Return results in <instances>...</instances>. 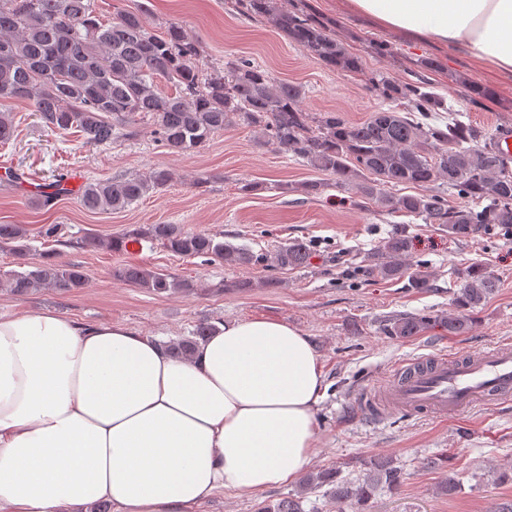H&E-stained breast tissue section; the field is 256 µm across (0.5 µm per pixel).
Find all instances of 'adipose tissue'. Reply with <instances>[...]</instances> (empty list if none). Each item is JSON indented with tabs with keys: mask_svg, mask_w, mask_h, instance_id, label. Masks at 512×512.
I'll return each instance as SVG.
<instances>
[{
	"mask_svg": "<svg viewBox=\"0 0 512 512\" xmlns=\"http://www.w3.org/2000/svg\"><path fill=\"white\" fill-rule=\"evenodd\" d=\"M345 7L512 77V0ZM324 382L307 336L279 320L226 323L180 361L121 322L0 317V512H194L222 488L295 481Z\"/></svg>",
	"mask_w": 512,
	"mask_h": 512,
	"instance_id": "obj_1",
	"label": "adipose tissue"
}]
</instances>
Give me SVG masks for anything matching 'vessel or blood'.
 Masks as SVG:
<instances>
[{
    "instance_id": "obj_1",
    "label": "vessel or blood",
    "mask_w": 512,
    "mask_h": 512,
    "mask_svg": "<svg viewBox=\"0 0 512 512\" xmlns=\"http://www.w3.org/2000/svg\"><path fill=\"white\" fill-rule=\"evenodd\" d=\"M510 402L512 345L504 343L477 354L450 358L437 353L414 359L387 388L359 393L353 408L378 419L395 410L444 420L476 405L497 407Z\"/></svg>"
}]
</instances>
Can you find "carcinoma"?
I'll return each instance as SVG.
<instances>
[{
	"label": "carcinoma",
	"instance_id": "obj_1",
	"mask_svg": "<svg viewBox=\"0 0 512 512\" xmlns=\"http://www.w3.org/2000/svg\"><path fill=\"white\" fill-rule=\"evenodd\" d=\"M240 3L325 66L362 71V59L326 26L279 6L277 0ZM147 22L148 10L140 4L117 11L112 21L104 23L93 0H0V100L28 101L45 127L56 132L75 128L93 145L129 137L138 121L148 118L152 136L177 156L200 150L215 134L240 122L278 151L300 156L312 168L335 176L338 186H352L361 197L394 212L445 227L454 238H469L487 225L512 226V157L481 144L487 134L462 122L458 112H448V123L441 128L393 108L405 103L424 118L445 108L444 100L427 91L425 84L388 79L377 83L378 95L392 107L381 108L361 122H349L337 112L314 117L304 108L302 85L276 84L265 69L247 59L227 69L202 64L200 46L181 25L172 23L157 35L148 30ZM159 77L175 92H161L156 85ZM63 179L58 175L54 191L38 194L40 204L49 206L68 193ZM170 180L167 169H154L145 177L95 180L84 185L79 202L88 212H120ZM401 185L420 193L390 194ZM445 185L467 204L448 205L440 191ZM135 235L159 242L180 257H205L229 267L263 261V256L247 248L215 235L188 232L178 224H151L106 240L91 237L87 244L121 252ZM410 246L406 234L389 236L366 266V275L382 279L407 275L410 287L429 290L428 275L407 274L404 257ZM0 247L24 260L23 270L0 273V285L14 294L39 288L73 292L88 280L82 267L63 264L48 251L36 261H26L33 248L22 224H0ZM309 260L307 244L295 239L278 247L271 265L296 269ZM112 277L157 295L194 291L190 281L140 264H120L112 269ZM497 288L494 275L471 267L463 273V285L454 299L457 313L438 320L398 315L384 330L389 336H419L439 321L450 334L464 333L471 325L470 312ZM215 331L214 325L201 322L191 336L166 347L174 357L187 360ZM400 480L399 469L374 458L356 483L342 479L337 469H323L305 475L300 489L324 487L336 503V512H346L355 503L368 505L378 487L392 488ZM255 512H301L300 501L288 496L260 503Z\"/></svg>",
	"mask_w": 512,
	"mask_h": 512
}]
</instances>
